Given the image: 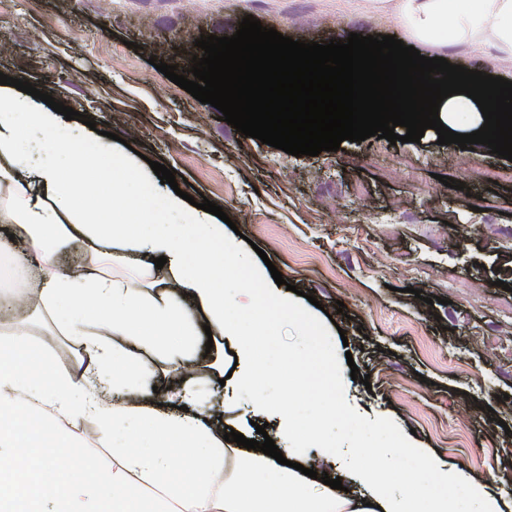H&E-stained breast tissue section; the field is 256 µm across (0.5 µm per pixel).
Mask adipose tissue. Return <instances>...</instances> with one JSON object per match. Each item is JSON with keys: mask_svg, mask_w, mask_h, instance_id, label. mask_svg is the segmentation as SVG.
I'll return each mask as SVG.
<instances>
[{"mask_svg": "<svg viewBox=\"0 0 512 512\" xmlns=\"http://www.w3.org/2000/svg\"><path fill=\"white\" fill-rule=\"evenodd\" d=\"M401 19L423 40L487 30L512 48V0H405ZM132 178L108 147L64 133L29 97L0 92V189L8 193L0 224L22 230L33 263L16 274L10 300L25 295L38 271L37 307L90 360L63 372L50 352L40 353L35 379L28 331L0 342V512H456L447 474L434 473L427 493L396 496L387 473L371 464L361 471L363 496L350 497L262 452L232 447L210 427L192 371L205 329L232 334L247 323L264 336L288 304L254 282L247 303L230 310L224 273L245 264L225 250L222 232L164 223L150 194L131 196ZM73 238L111 244L113 267L131 263L135 274L57 272L59 250ZM160 256L167 262L159 269ZM198 312L206 325L195 321ZM296 320L309 343L289 352L288 363L309 414L289 415L286 433L322 442L333 458L339 446L322 422L336 416L338 373L313 321ZM147 357L180 377L160 404ZM88 417L111 433L117 461L83 464L75 477L66 450ZM137 482L155 486L153 496H136Z\"/></svg>", "mask_w": 512, "mask_h": 512, "instance_id": "1", "label": "adipose tissue"}]
</instances>
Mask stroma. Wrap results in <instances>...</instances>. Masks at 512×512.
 I'll return each instance as SVG.
<instances>
[{"label":"stroma","instance_id":"obj_1","mask_svg":"<svg viewBox=\"0 0 512 512\" xmlns=\"http://www.w3.org/2000/svg\"><path fill=\"white\" fill-rule=\"evenodd\" d=\"M400 0H0V37L15 49L0 73L32 83L56 101L116 134L115 156L157 199L173 189L150 167L159 162L184 180L194 201L210 200L232 220L224 246L250 271H279L297 288L290 301L313 317L335 353L344 383L343 415L330 437H351L366 461L408 465L394 452L401 440L438 471L459 474L452 493L461 512L486 501L512 512V183L483 186L473 166L512 162L475 148L370 137L338 151L295 157L236 132L215 107L201 103L157 70L189 75L200 36L235 32L245 16L293 40H346L391 35L426 57L512 81V51L491 33L475 53L469 39H416L398 20ZM150 25H143V17ZM37 32L34 41L26 31ZM122 123H114L112 114ZM462 189L444 186V178ZM27 325L32 345L69 370L81 351L48 315L26 309L0 314V339ZM280 348L251 337L274 372L247 386L250 364L217 336L197 357L199 378L225 392L236 432L252 439L266 425L284 446L282 418L263 401L286 394L291 374L281 347L299 342L295 324L278 327ZM369 383L351 378L352 369ZM229 379H221V372Z\"/></svg>","mask_w":512,"mask_h":512}]
</instances>
